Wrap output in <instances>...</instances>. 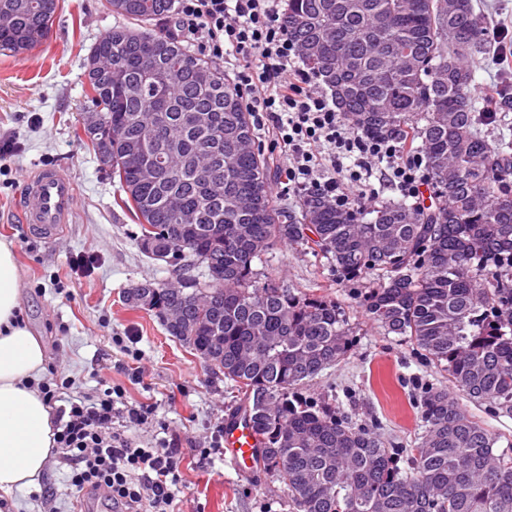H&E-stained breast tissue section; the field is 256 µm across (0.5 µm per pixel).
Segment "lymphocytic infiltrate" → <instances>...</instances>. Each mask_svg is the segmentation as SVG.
Returning a JSON list of instances; mask_svg holds the SVG:
<instances>
[{
	"label": "lymphocytic infiltrate",
	"instance_id": "f902f5d3",
	"mask_svg": "<svg viewBox=\"0 0 512 512\" xmlns=\"http://www.w3.org/2000/svg\"><path fill=\"white\" fill-rule=\"evenodd\" d=\"M177 31L198 40L217 66L234 59L235 86L248 111L283 149L289 188L315 192L334 204L377 201L373 161L388 164L389 183L415 198L424 183L420 154L398 139L356 130L301 65L288 33L283 0H177ZM72 382L50 378L41 387L53 410L56 450L79 497L104 498L112 512H168L180 482L181 455L168 444L135 446L115 422H147L148 405H118L117 387L97 399L72 395Z\"/></svg>",
	"mask_w": 512,
	"mask_h": 512
}]
</instances>
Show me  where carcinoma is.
Listing matches in <instances>:
<instances>
[{
    "label": "carcinoma",
    "mask_w": 512,
    "mask_h": 512,
    "mask_svg": "<svg viewBox=\"0 0 512 512\" xmlns=\"http://www.w3.org/2000/svg\"><path fill=\"white\" fill-rule=\"evenodd\" d=\"M106 4L125 24L88 55L83 132L139 248L173 274L124 300L237 391L233 416L252 426L258 464L287 486L292 512H512V456L494 453L499 437L447 388L421 392L411 448L303 394L350 353L355 327L336 302L253 268L285 241L325 255L363 291L370 321L470 399L512 413V131L488 140L470 94L471 58L488 44L472 0H286L300 60L338 111L425 161L430 203L370 212L312 192L297 210L276 207L273 162L235 83L154 29L175 0ZM57 11L58 0H0V50L43 41ZM168 156L171 168L146 176Z\"/></svg>",
    "instance_id": "carcinoma-1"
}]
</instances>
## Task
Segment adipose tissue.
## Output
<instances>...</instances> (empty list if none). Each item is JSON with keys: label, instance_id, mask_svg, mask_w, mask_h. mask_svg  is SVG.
Here are the masks:
<instances>
[{"label": "adipose tissue", "instance_id": "obj_1", "mask_svg": "<svg viewBox=\"0 0 512 512\" xmlns=\"http://www.w3.org/2000/svg\"><path fill=\"white\" fill-rule=\"evenodd\" d=\"M15 252L0 240V502L35 486L51 456L50 411L39 390L45 349L19 316Z\"/></svg>", "mask_w": 512, "mask_h": 512}]
</instances>
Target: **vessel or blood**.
I'll list each match as a JSON object with an SVG mask.
<instances>
[{
	"label": "vessel or blood",
	"mask_w": 512,
	"mask_h": 512,
	"mask_svg": "<svg viewBox=\"0 0 512 512\" xmlns=\"http://www.w3.org/2000/svg\"><path fill=\"white\" fill-rule=\"evenodd\" d=\"M76 198V187L67 176L54 167L41 168L22 187L23 222L42 236L52 235L70 222ZM256 443L253 428L245 425L243 420L226 423L224 455L238 471L254 470Z\"/></svg>",
	"instance_id": "obj_1"
}]
</instances>
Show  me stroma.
<instances>
[{
  "label": "stroma",
  "instance_id": "stroma-1",
  "mask_svg": "<svg viewBox=\"0 0 512 512\" xmlns=\"http://www.w3.org/2000/svg\"><path fill=\"white\" fill-rule=\"evenodd\" d=\"M117 23L105 0H59L40 44L20 55L0 51V138L13 143L0 157V239L15 246L22 318L42 338L48 368L74 380L77 394L95 396L106 380L122 387L129 403L152 406L151 421L125 434L139 447L165 441L180 450L174 512H291L276 473L259 468L243 476L223 454L200 458L199 449L221 441L236 395L169 336L153 312L124 301L137 282L168 281L171 270L141 252L138 226L119 206L116 184L76 135L88 107L86 58ZM474 71L473 92L491 86L512 96V58L489 53ZM48 164L75 183L78 196L71 223L44 239L21 224L19 196L28 177ZM80 257L86 261L81 268L75 265ZM255 268L260 278L294 293L336 301L356 328L347 358L309 382L305 394L335 398L341 411L378 420L383 437L413 447L424 424L412 407L411 381L444 386L446 374L425 366L411 343L384 335L369 321L359 290L341 281L326 257L281 244ZM127 337L135 341V354L121 344ZM459 402L498 436V451L512 454V415L464 395ZM66 471L52 457L36 488L16 492L21 512H74L76 494L64 480Z\"/></svg>",
  "mask_w": 512,
  "mask_h": 512
}]
</instances>
